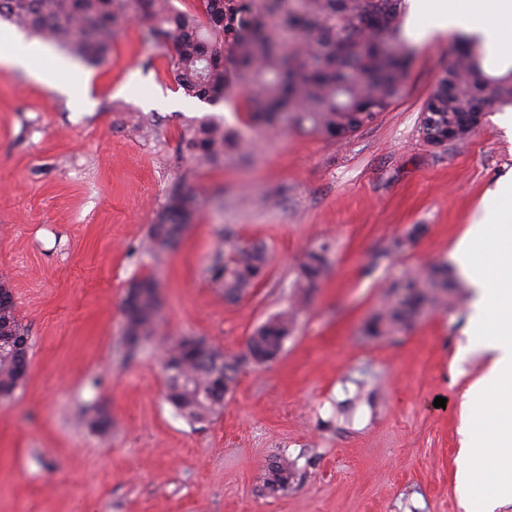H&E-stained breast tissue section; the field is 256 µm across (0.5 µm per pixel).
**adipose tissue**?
<instances>
[{"mask_svg":"<svg viewBox=\"0 0 512 512\" xmlns=\"http://www.w3.org/2000/svg\"><path fill=\"white\" fill-rule=\"evenodd\" d=\"M413 35L423 41L459 31L478 37L485 56L512 62V0H413ZM493 203L458 240L453 256L477 291L474 334L487 371L463 395L459 487L468 500L512 494V181L497 182ZM490 438L498 453L475 461Z\"/></svg>","mask_w":512,"mask_h":512,"instance_id":"adipose-tissue-1","label":"adipose tissue"}]
</instances>
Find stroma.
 <instances>
[{"instance_id": "obj_1", "label": "stroma", "mask_w": 512, "mask_h": 512, "mask_svg": "<svg viewBox=\"0 0 512 512\" xmlns=\"http://www.w3.org/2000/svg\"><path fill=\"white\" fill-rule=\"evenodd\" d=\"M136 17L108 58L81 65L89 99L67 91L47 46L46 80L0 66V279L32 338L24 385L0 402V512H467L457 487L462 395L486 357L461 306L428 311L392 336L364 323L392 286L447 263L488 189L512 173V132L488 104L465 145L420 137L421 111L454 59L455 36L414 44L391 108L348 139L282 126L269 134L239 97L212 105L174 78L173 50L145 45ZM149 115V130L126 121ZM209 117L249 140L248 156L191 168L186 125ZM196 198L180 237L147 248L175 186ZM264 242L263 279L237 301L211 269L224 230ZM416 231L413 247L395 241ZM329 245L273 362L241 367L223 411L189 423L164 401L168 343L197 336L244 354L254 330L288 308L302 255ZM159 288L151 341L122 360L125 300L136 281ZM446 404L434 407L435 398ZM104 409L102 433L84 417ZM287 461L285 492L266 485Z\"/></svg>"}]
</instances>
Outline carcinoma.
<instances>
[{"label":"carcinoma","instance_id":"1","mask_svg":"<svg viewBox=\"0 0 512 512\" xmlns=\"http://www.w3.org/2000/svg\"><path fill=\"white\" fill-rule=\"evenodd\" d=\"M205 20L177 10L172 0H0V19L53 42L87 62L103 61L112 39L133 15L148 20L142 40L173 46L175 80L187 95L210 104L245 94L255 103L254 122L275 130L292 122L302 131L343 140L387 111L409 76L411 50L401 38L405 0H203ZM512 105V69L487 73L476 46L459 42L454 60L423 104L419 133L433 148L469 141L479 128L474 114L485 104ZM189 161L211 164L228 149L246 152L239 134L211 119L184 130ZM196 199L174 191L149 244L171 242L188 224ZM226 229L224 261L213 279L224 298L237 299L260 282L268 266L261 244L239 245ZM327 248L304 254L295 287L306 293L328 272ZM459 292L448 266L431 265L407 277L365 325L367 336H391L411 317L445 307ZM160 307L156 285H133L125 306L124 357L151 337ZM294 329V315L277 313L250 337L247 353L257 364L279 357ZM12 343L0 358V399L23 386L31 359L28 329L17 318L0 325ZM243 357L228 355L196 336H182L165 350V400L178 415L200 422L224 408ZM285 461L270 466L268 485L288 487Z\"/></svg>","mask_w":512,"mask_h":512}]
</instances>
